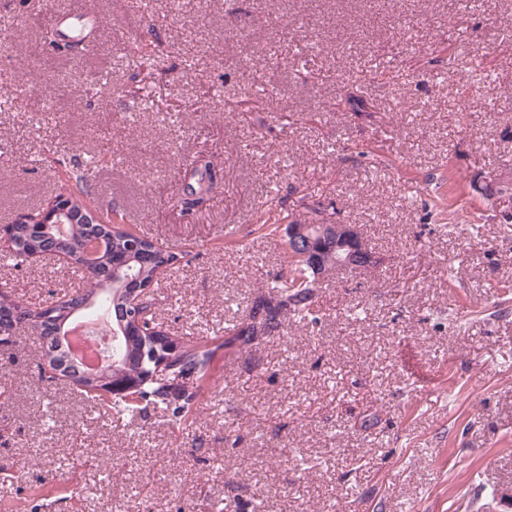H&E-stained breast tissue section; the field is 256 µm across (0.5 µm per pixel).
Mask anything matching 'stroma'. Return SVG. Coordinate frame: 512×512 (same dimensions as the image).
Listing matches in <instances>:
<instances>
[{"instance_id": "1", "label": "stroma", "mask_w": 512, "mask_h": 512, "mask_svg": "<svg viewBox=\"0 0 512 512\" xmlns=\"http://www.w3.org/2000/svg\"><path fill=\"white\" fill-rule=\"evenodd\" d=\"M196 3L0 0V228L88 167L97 211L193 248L154 284L156 322L218 341L281 268L260 220L335 214L381 264L317 288V326L217 353L180 428L42 380L18 332L0 348V512H512L492 499L512 495V200L478 190L512 174V0ZM60 8L102 22L60 49ZM86 285L0 246L22 305Z\"/></svg>"}]
</instances>
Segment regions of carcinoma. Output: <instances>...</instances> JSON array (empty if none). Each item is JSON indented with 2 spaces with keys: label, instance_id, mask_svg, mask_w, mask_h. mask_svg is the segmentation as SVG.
Instances as JSON below:
<instances>
[{
  "label": "carcinoma",
  "instance_id": "carcinoma-1",
  "mask_svg": "<svg viewBox=\"0 0 512 512\" xmlns=\"http://www.w3.org/2000/svg\"><path fill=\"white\" fill-rule=\"evenodd\" d=\"M67 180L60 183L59 191H64L73 199L74 206L79 208L89 204L87 201V175L81 169L65 171ZM103 223L112 225V231L106 232L110 237V248L102 256L101 265L112 264L129 271L134 277L129 283L118 287L108 278H98L94 272L83 268L81 248L86 235L93 232L87 224H73L66 237L53 238L46 233H32L27 224H16L13 228V238L24 242L29 251H42L49 247L72 257L76 268L83 271L90 283L88 291H76L64 296L55 308V319L65 318L69 312L82 305V314L89 316L101 305L112 311V326L120 332L116 342L112 343V353L116 359L123 361L122 369L129 374L142 376L155 369L156 362L151 355L138 354L142 342L155 347L160 356L168 353L171 340L169 336H148L143 338L139 333L144 331L147 323L153 320L151 308L154 298L150 297L140 306L139 317L132 322H123V311L129 300V289L139 286L137 279L149 283L157 277L161 269H169L179 264L189 256V251H170L153 241L143 237L142 243L146 252H128V239L133 233L122 228L117 217L107 216ZM310 273L306 265L296 258L295 253L286 252L281 270L267 282L268 290L283 298L281 310L272 309L262 303L252 307L248 314L233 324L225 333L224 348H247L258 340V329L264 327L273 332L282 325V311L300 323L314 325L320 321L319 311L314 307V301L306 296L307 289L303 288ZM55 325L44 327L40 334L42 348L48 365L52 366L65 359V351L58 336L51 335ZM180 351L171 357L162 369V375L146 383L139 391L126 396L107 398L98 393V381L89 380L82 383L83 392L87 398L99 402L107 410L118 415L152 411L161 415L169 422L184 423L197 410L199 399L208 379L209 366L212 357L219 346L204 338L181 337L176 340Z\"/></svg>",
  "mask_w": 512,
  "mask_h": 512
}]
</instances>
